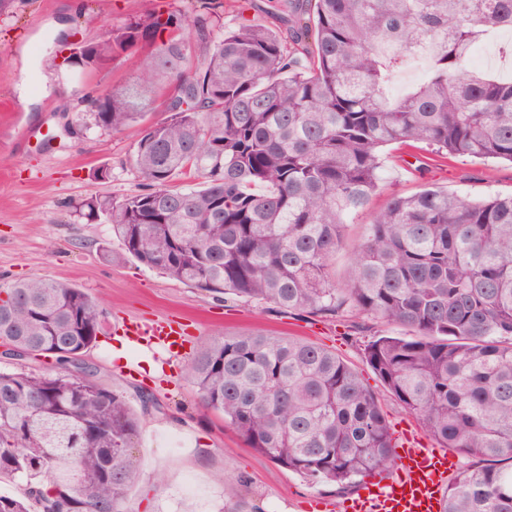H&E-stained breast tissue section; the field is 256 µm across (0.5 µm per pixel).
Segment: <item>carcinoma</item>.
<instances>
[{
  "instance_id": "obj_1",
  "label": "carcinoma",
  "mask_w": 512,
  "mask_h": 512,
  "mask_svg": "<svg viewBox=\"0 0 512 512\" xmlns=\"http://www.w3.org/2000/svg\"><path fill=\"white\" fill-rule=\"evenodd\" d=\"M108 27L102 68L134 53L132 83L85 98L93 124L143 119L167 79L169 115L143 130L129 162L144 189L73 205L105 220L125 252L182 283L297 315L374 318L403 327L364 347L368 365L439 447L469 460L442 512H512V195L442 190L392 195L362 225L344 285L336 254L349 217L380 187L382 148L512 163V79L467 66L475 46L512 30V0H289L288 39L271 27L225 31L222 0ZM191 29L203 59L188 63ZM430 42L428 76L400 98L388 85ZM199 186L171 185L176 173ZM105 311L83 290L42 277L0 288V347L52 357L54 371L0 370V512H128L143 461L128 398L72 373ZM201 405L258 454L311 483L355 486L392 467L393 433L376 395L312 342L224 337L185 366ZM224 483V512H257Z\"/></svg>"
}]
</instances>
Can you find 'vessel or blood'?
<instances>
[{
  "instance_id": "1",
  "label": "vessel or blood",
  "mask_w": 512,
  "mask_h": 512,
  "mask_svg": "<svg viewBox=\"0 0 512 512\" xmlns=\"http://www.w3.org/2000/svg\"><path fill=\"white\" fill-rule=\"evenodd\" d=\"M123 331L137 345L149 350L160 347L174 356L184 342L181 328L166 320L129 323ZM404 440L396 451L394 471L376 476L363 495L348 502V512H440L455 462L437 449L420 445L413 435H405Z\"/></svg>"
}]
</instances>
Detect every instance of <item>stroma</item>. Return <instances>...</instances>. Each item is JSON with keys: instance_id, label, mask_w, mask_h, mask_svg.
<instances>
[{"instance_id": "35a3bbf8", "label": "stroma", "mask_w": 512, "mask_h": 512, "mask_svg": "<svg viewBox=\"0 0 512 512\" xmlns=\"http://www.w3.org/2000/svg\"><path fill=\"white\" fill-rule=\"evenodd\" d=\"M286 2L247 0L242 7L224 0L222 22L228 28L244 22L274 26ZM186 6V0H21L13 14L0 16V288L45 277L81 288L104 308L103 331L84 365L129 399L144 391L155 400L138 412L136 448L145 463L130 512H224L222 475L241 480L243 493L261 512H305L311 501L338 506L357 496V488L310 484L248 448L221 414L201 407L182 368L218 337L263 333L311 341L335 350L359 373L394 429L422 434L364 359L365 344L383 331V323L366 320L355 329L345 315L333 322L299 317L190 287L126 255L109 224L80 220L69 210L92 194L120 198L141 188L128 160L141 127L70 129L86 109L82 95L127 85L134 59L96 70L77 67L64 80L58 74L60 36L76 31L92 42L108 25ZM382 158L383 181L368 212L350 219L346 229L349 247L393 194L411 196L431 185L471 198L512 194V164L506 162L446 157L423 143L388 146ZM102 168L110 169V177L97 178ZM349 247L336 256L340 283ZM157 318L177 320L186 332L179 369L169 376L159 371L163 351L140 349L121 330L123 323Z\"/></svg>"}]
</instances>
